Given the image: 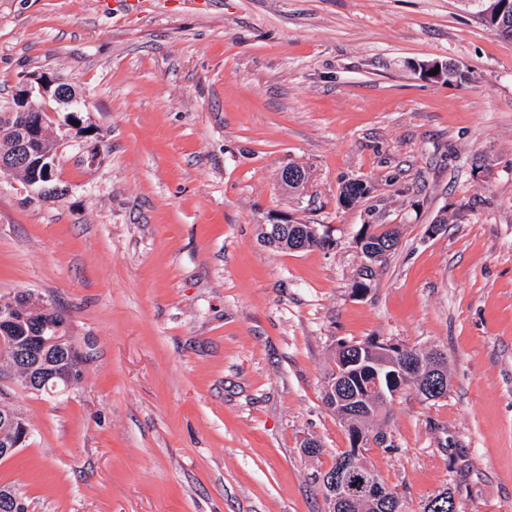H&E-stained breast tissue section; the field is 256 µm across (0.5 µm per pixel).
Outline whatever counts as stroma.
Returning a JSON list of instances; mask_svg holds the SVG:
<instances>
[{
	"instance_id": "35a3bbf8",
	"label": "stroma",
	"mask_w": 512,
	"mask_h": 512,
	"mask_svg": "<svg viewBox=\"0 0 512 512\" xmlns=\"http://www.w3.org/2000/svg\"><path fill=\"white\" fill-rule=\"evenodd\" d=\"M112 2L0 0V105L49 71L94 130L58 197L0 179V298L61 309L83 358L60 396L0 379L31 428L0 485L29 512H323L350 446L325 379L375 338L448 354L447 396L399 393L366 452L405 512L446 487L512 512V38L475 0ZM288 213L333 246L262 244ZM365 224L400 238L361 295Z\"/></svg>"
}]
</instances>
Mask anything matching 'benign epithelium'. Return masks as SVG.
Here are the masks:
<instances>
[{
  "label": "benign epithelium",
  "instance_id": "7a95c632",
  "mask_svg": "<svg viewBox=\"0 0 512 512\" xmlns=\"http://www.w3.org/2000/svg\"><path fill=\"white\" fill-rule=\"evenodd\" d=\"M79 94L69 95L55 76L41 72L28 76L19 83L10 109L6 113L9 121H18L20 142L13 154L0 157V177L10 176L20 170L28 174L27 184L43 188L40 175L55 168L57 156L39 148V143L49 135L48 120L45 116L47 105L53 101L67 112L70 125L80 121L78 113L83 111ZM282 183L296 186L306 182L307 174L299 166H289L281 173ZM292 230L290 244L296 251L304 249L305 239L300 229L303 225L291 215H274L265 230H280L282 226ZM52 307L43 299L30 292H19L8 300H0V363L7 369L22 375L23 382L33 391L44 390L49 394H63L74 384V372L67 363L78 357L70 336V326L47 321L52 315ZM369 351L372 383L366 395L344 396L345 378L341 370H336L325 389L336 398L350 405L353 413L363 415L372 409V396L385 395L382 376L391 373L400 383V388L408 385L419 391L428 401L439 399V384L424 383L418 378L420 365L414 360L409 349L396 344H381L379 347H366L352 344L348 365L357 366L363 360L364 351ZM30 435V428L20 413L8 405L0 403V459L12 456L23 447ZM364 434L353 433V447L347 453L336 472L322 480L323 499L326 512H340L351 501L352 491L347 485V475L355 469H370L364 449L361 448ZM363 496L385 504L390 500V489L373 476L359 489Z\"/></svg>",
  "mask_w": 512,
  "mask_h": 512
}]
</instances>
